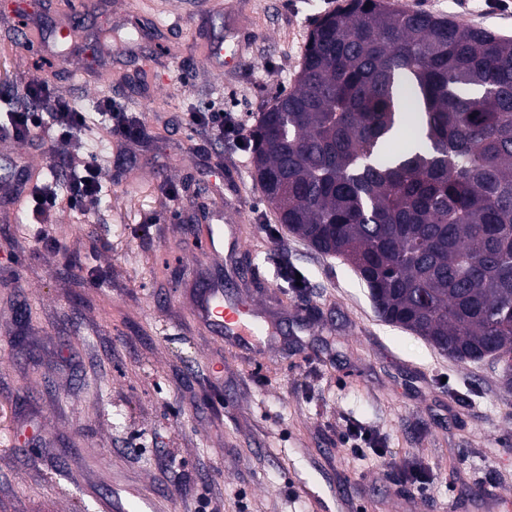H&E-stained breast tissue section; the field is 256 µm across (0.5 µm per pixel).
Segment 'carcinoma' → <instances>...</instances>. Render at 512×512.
I'll return each instance as SVG.
<instances>
[{"mask_svg": "<svg viewBox=\"0 0 512 512\" xmlns=\"http://www.w3.org/2000/svg\"><path fill=\"white\" fill-rule=\"evenodd\" d=\"M249 148L280 222L352 265L380 318L492 354L512 387V38L346 0Z\"/></svg>", "mask_w": 512, "mask_h": 512, "instance_id": "1", "label": "carcinoma"}]
</instances>
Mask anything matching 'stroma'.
<instances>
[{
  "label": "stroma",
  "instance_id": "1",
  "mask_svg": "<svg viewBox=\"0 0 512 512\" xmlns=\"http://www.w3.org/2000/svg\"><path fill=\"white\" fill-rule=\"evenodd\" d=\"M512 37V16L485 0H390ZM344 0H91L67 64L19 42L18 20L58 33L57 0H0V129L46 78L90 117L80 139L50 123L20 159L64 192L79 159L101 168L90 210L0 218V512H99L134 481L160 512H512V389L489 361L448 359L377 317L343 259L281 227L245 143L185 123L223 105L252 129L297 75L314 21ZM249 40L234 70L207 44L228 20ZM111 98L142 122L115 144L98 123ZM238 200L247 232L231 260L288 297L262 356L201 334L179 301L196 261L189 243L215 200ZM47 223V224H48ZM276 226L278 237L268 228ZM182 256L162 271L165 252ZM301 276L283 282L281 267ZM223 361L224 374L211 367ZM385 458L345 450L346 425ZM422 469V487L408 480ZM491 484L501 496L479 491Z\"/></svg>",
  "mask_w": 512,
  "mask_h": 512
}]
</instances>
